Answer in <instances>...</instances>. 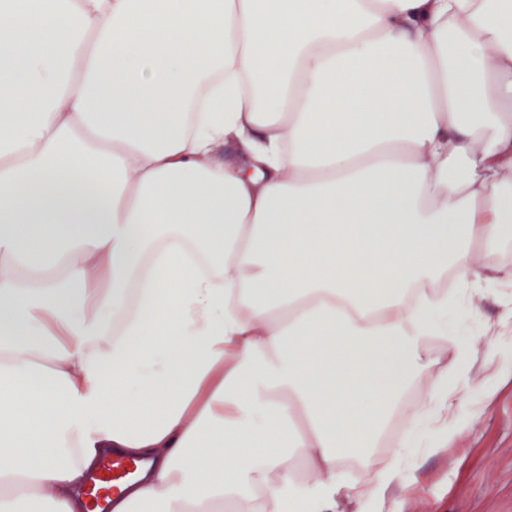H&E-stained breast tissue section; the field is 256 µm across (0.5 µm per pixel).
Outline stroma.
<instances>
[{"instance_id":"obj_1","label":"stroma","mask_w":512,"mask_h":512,"mask_svg":"<svg viewBox=\"0 0 512 512\" xmlns=\"http://www.w3.org/2000/svg\"><path fill=\"white\" fill-rule=\"evenodd\" d=\"M474 305L475 315H449L447 326L462 344L479 348L477 360L458 361L450 351L439 356L440 363L458 364L451 383L462 435L436 439L438 422L425 416L411 427L408 446L385 435L372 450L377 459L397 452L411 478L404 512H512V332L493 330L512 308V287L493 286Z\"/></svg>"}]
</instances>
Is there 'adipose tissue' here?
<instances>
[{"mask_svg": "<svg viewBox=\"0 0 512 512\" xmlns=\"http://www.w3.org/2000/svg\"><path fill=\"white\" fill-rule=\"evenodd\" d=\"M510 238L512 0H0V512H399ZM108 457L112 458L100 463L101 467L99 466L100 469L98 468L99 471L97 470L87 492L90 512H109L111 496L134 477L141 467V464L135 460L116 455Z\"/></svg>", "mask_w": 512, "mask_h": 512, "instance_id": "1", "label": "adipose tissue"}]
</instances>
